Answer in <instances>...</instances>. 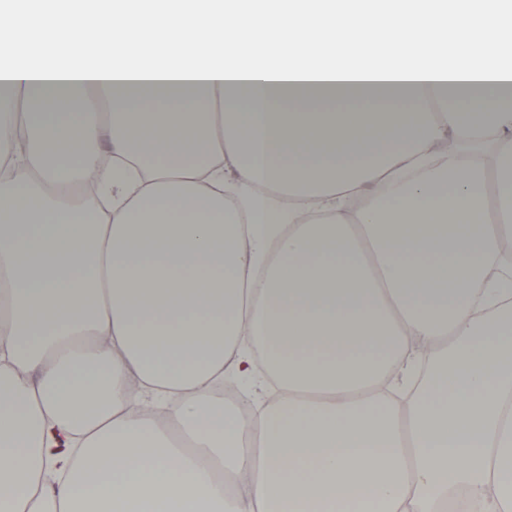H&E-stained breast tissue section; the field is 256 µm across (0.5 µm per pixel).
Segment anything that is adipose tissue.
Segmentation results:
<instances>
[{"label":"adipose tissue","mask_w":512,"mask_h":512,"mask_svg":"<svg viewBox=\"0 0 512 512\" xmlns=\"http://www.w3.org/2000/svg\"><path fill=\"white\" fill-rule=\"evenodd\" d=\"M457 8L0 10V512H512V9Z\"/></svg>","instance_id":"obj_1"}]
</instances>
